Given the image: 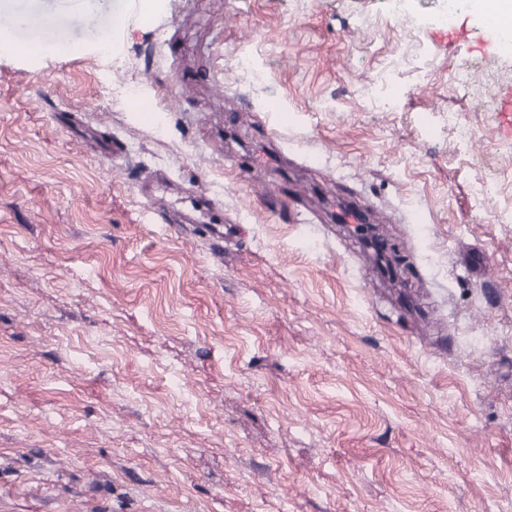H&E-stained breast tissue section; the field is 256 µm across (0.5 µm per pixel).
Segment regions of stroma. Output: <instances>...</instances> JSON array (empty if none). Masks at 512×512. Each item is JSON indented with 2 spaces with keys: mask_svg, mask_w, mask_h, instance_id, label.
I'll return each mask as SVG.
<instances>
[{
  "mask_svg": "<svg viewBox=\"0 0 512 512\" xmlns=\"http://www.w3.org/2000/svg\"><path fill=\"white\" fill-rule=\"evenodd\" d=\"M443 2L0 0L46 20L0 51V512H512V49ZM495 129L499 138H512V88H500L495 94ZM460 260L474 277L483 278L488 275V258L479 249H470L463 252Z\"/></svg>",
  "mask_w": 512,
  "mask_h": 512,
  "instance_id": "1",
  "label": "stroma"
}]
</instances>
